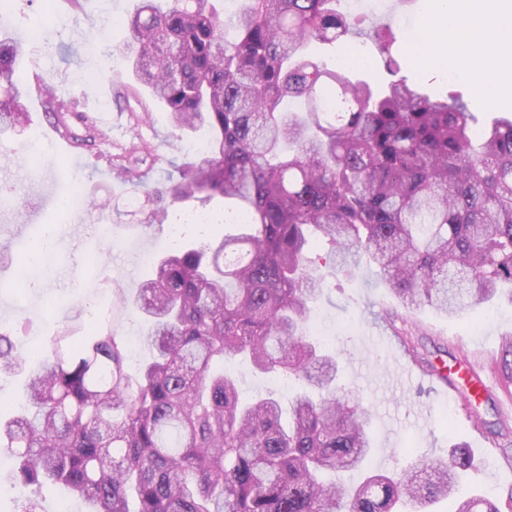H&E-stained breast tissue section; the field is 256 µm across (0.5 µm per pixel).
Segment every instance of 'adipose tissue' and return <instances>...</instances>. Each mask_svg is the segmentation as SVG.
<instances>
[{
    "instance_id": "1",
    "label": "adipose tissue",
    "mask_w": 512,
    "mask_h": 512,
    "mask_svg": "<svg viewBox=\"0 0 512 512\" xmlns=\"http://www.w3.org/2000/svg\"><path fill=\"white\" fill-rule=\"evenodd\" d=\"M504 0H432L430 13L421 22L423 40L412 43L415 63L428 70L447 73L471 81L476 90L488 100L512 95V82L493 84L496 69L502 66L501 48L512 43V22L502 19ZM491 29L481 54H474V28ZM439 35L442 53L428 52L426 37Z\"/></svg>"
}]
</instances>
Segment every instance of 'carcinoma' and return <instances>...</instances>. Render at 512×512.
I'll return each mask as SVG.
<instances>
[{"instance_id":"carcinoma-1","label":"carcinoma","mask_w":512,"mask_h":512,"mask_svg":"<svg viewBox=\"0 0 512 512\" xmlns=\"http://www.w3.org/2000/svg\"><path fill=\"white\" fill-rule=\"evenodd\" d=\"M140 0L129 40L112 48L164 103L178 131L209 128L207 150L171 162L148 190L182 202L238 201L248 228L162 256L131 311L153 350L134 373L126 346L91 326L58 336L31 371L27 408L0 421L13 488L69 486L87 512H429L457 494L475 457L448 454L377 473L371 412L337 395L336 358L308 335L325 248L345 276L373 264L406 308L454 316L512 294V120L477 123L465 103L432 98L399 76L379 29L386 81L336 72L307 52L354 21L340 0ZM23 46L0 38V135L29 122L17 67ZM45 111L71 118L43 83ZM302 382L281 402L242 401L224 361ZM25 365L0 333V371ZM499 367L512 387V339ZM363 473L351 486L344 474ZM455 512H502L469 497Z\"/></svg>"}]
</instances>
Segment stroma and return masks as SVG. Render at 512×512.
Listing matches in <instances>:
<instances>
[{
    "instance_id": "stroma-1",
    "label": "stroma",
    "mask_w": 512,
    "mask_h": 512,
    "mask_svg": "<svg viewBox=\"0 0 512 512\" xmlns=\"http://www.w3.org/2000/svg\"><path fill=\"white\" fill-rule=\"evenodd\" d=\"M139 0H10L0 9V35L25 45L19 65L21 77L53 83L61 96L88 108L106 107L118 131L102 129L95 143L65 150L50 137L41 93L29 91L26 105L30 122L0 147V269H15L44 234L47 225L58 227L54 243L59 262L49 277L38 282L8 280L0 284V333L9 336L29 360H40L58 328L66 323L85 331L94 311H111L118 335L137 344L136 359L146 362L151 349L143 337L149 325L127 312L140 282L150 270L143 257H155L173 244L204 243L239 233L234 224L196 226L188 217L197 211L233 209L232 201L215 197L208 202L191 199L170 206L163 223L151 224L146 211L128 212L124 200L135 186L119 179L114 164L125 162L132 144L154 148L157 158L140 163V186L148 189L166 181L170 164L182 161L187 148L202 143L206 129L179 133L163 120L164 107L136 83L129 70L113 72L106 55L89 54V33L106 30L109 42L127 37L126 21ZM343 6L361 24L333 46L313 47V54L335 66L346 50L358 48L374 67L367 75L383 80L386 70L372 30L392 27L402 74L421 91L438 95L457 92L479 121L512 118V98L489 104L466 81L417 67L407 52L410 27L403 14L423 16L428 0H343ZM126 97L115 100L117 88ZM40 148L38 167L27 162L30 148ZM80 192L85 206L62 212L58 202ZM323 293L315 304L311 331L326 335L341 353V384L346 399L362 402L372 414L374 451L372 467L393 470L408 465L411 457H432L455 443L476 451L481 461L464 488L504 502L512 496V394L495 389L491 399L468 402L448 398L426 376L428 365L456 368L470 360L498 382L493 362L501 345L512 338V303L500 299L451 317L435 309H408L386 286L377 267L362 266L347 279L325 269ZM409 332L418 350L410 355L401 334ZM411 367L412 380L398 377L399 366ZM226 373L239 383L244 395L270 394L281 400L292 395L291 379L262 374L250 364L228 361Z\"/></svg>"
}]
</instances>
